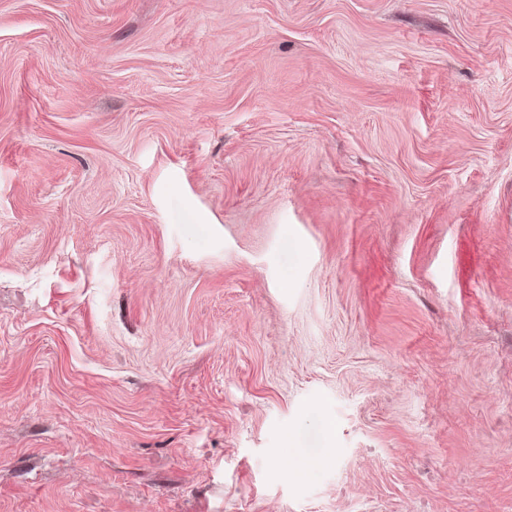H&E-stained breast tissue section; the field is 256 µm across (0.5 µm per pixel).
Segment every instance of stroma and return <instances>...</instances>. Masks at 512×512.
<instances>
[{
    "mask_svg": "<svg viewBox=\"0 0 512 512\" xmlns=\"http://www.w3.org/2000/svg\"><path fill=\"white\" fill-rule=\"evenodd\" d=\"M0 512H512V0H0Z\"/></svg>",
    "mask_w": 512,
    "mask_h": 512,
    "instance_id": "35a3bbf8",
    "label": "stroma"
}]
</instances>
